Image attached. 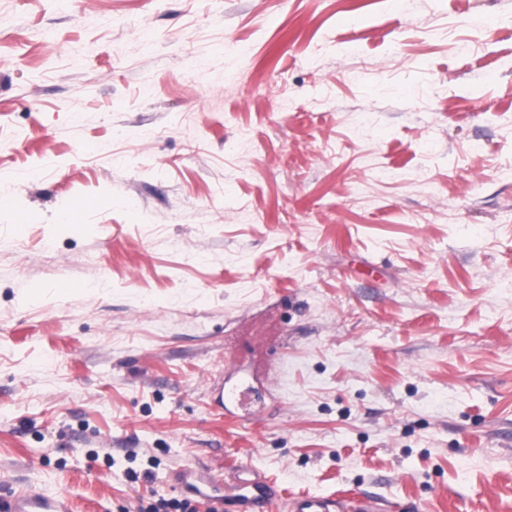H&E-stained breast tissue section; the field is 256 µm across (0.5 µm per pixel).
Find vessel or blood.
<instances>
[{"label": "vessel or blood", "mask_w": 512, "mask_h": 512, "mask_svg": "<svg viewBox=\"0 0 512 512\" xmlns=\"http://www.w3.org/2000/svg\"><path fill=\"white\" fill-rule=\"evenodd\" d=\"M184 490L210 501L224 498L226 487H233L241 512H271L279 499L276 487L260 475L252 464L239 462L231 480L216 476L194 466H185L178 474ZM334 500L307 495L295 499L292 512H334ZM0 512H71L66 495L17 491L0 499Z\"/></svg>", "instance_id": "vessel-or-blood-1"}]
</instances>
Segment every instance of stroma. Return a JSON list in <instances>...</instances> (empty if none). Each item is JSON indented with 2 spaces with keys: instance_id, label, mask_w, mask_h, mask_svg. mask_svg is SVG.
<instances>
[{
  "instance_id": "35a3bbf8",
  "label": "stroma",
  "mask_w": 512,
  "mask_h": 512,
  "mask_svg": "<svg viewBox=\"0 0 512 512\" xmlns=\"http://www.w3.org/2000/svg\"><path fill=\"white\" fill-rule=\"evenodd\" d=\"M241 458L512 512V0H0V495Z\"/></svg>"
}]
</instances>
